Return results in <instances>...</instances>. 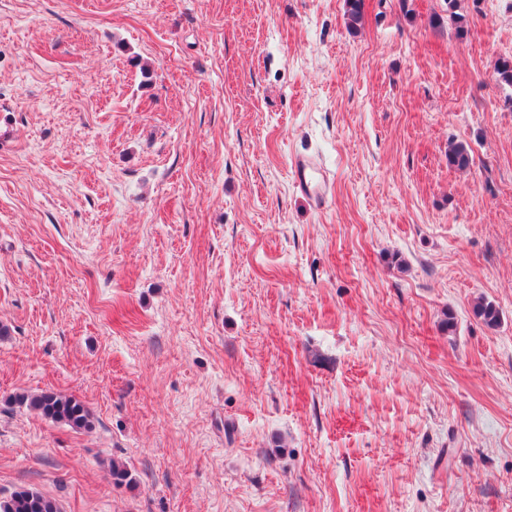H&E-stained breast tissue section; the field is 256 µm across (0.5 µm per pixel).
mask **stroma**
Wrapping results in <instances>:
<instances>
[{"mask_svg": "<svg viewBox=\"0 0 512 512\" xmlns=\"http://www.w3.org/2000/svg\"><path fill=\"white\" fill-rule=\"evenodd\" d=\"M511 57L512 0H0V497L512 512ZM292 166L298 189L315 203L324 202L330 185L328 172L312 158H295ZM14 399L19 405L73 430L81 431L91 426L90 410L76 397L62 395L54 390H44L35 394H18Z\"/></svg>", "mask_w": 512, "mask_h": 512, "instance_id": "stroma-1", "label": "stroma"}]
</instances>
